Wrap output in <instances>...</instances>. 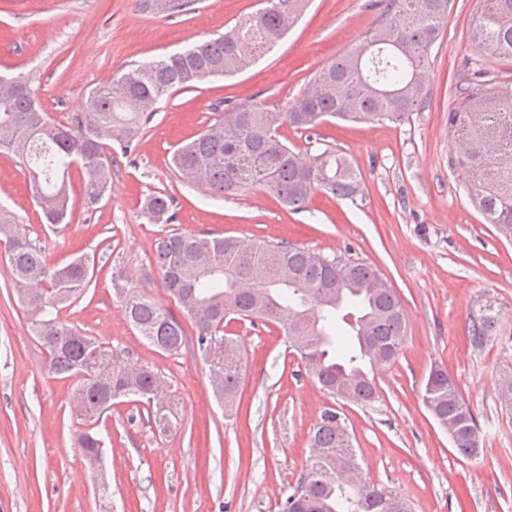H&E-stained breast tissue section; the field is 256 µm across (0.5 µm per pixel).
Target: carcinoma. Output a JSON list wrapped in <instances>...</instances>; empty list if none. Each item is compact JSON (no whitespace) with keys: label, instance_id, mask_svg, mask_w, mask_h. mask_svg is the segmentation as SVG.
Returning a JSON list of instances; mask_svg holds the SVG:
<instances>
[{"label":"carcinoma","instance_id":"obj_1","mask_svg":"<svg viewBox=\"0 0 512 512\" xmlns=\"http://www.w3.org/2000/svg\"><path fill=\"white\" fill-rule=\"evenodd\" d=\"M144 10H189L196 0H140ZM266 7L233 29L198 42L181 52L134 63L109 83L91 88L84 111L66 124L51 121L36 104L31 79L0 74V153L19 159L34 201L45 223H66L70 213L69 173L73 164L93 172L88 203L96 204L109 188L115 150L127 155L141 141L156 114L159 99L192 82L226 77L249 67L296 20L305 0H265ZM452 0H384L382 13L365 41L323 67L307 90L286 111L261 101L234 105L214 113L213 122L172 155L182 178L206 187L212 197L260 188L296 211L323 190L355 203L363 199L361 174L340 151L328 145L302 158L280 139L287 124L300 131L336 119L343 122L401 125L421 109L427 86L412 83L429 67V54L441 37ZM471 42L484 55L512 58V0H482ZM453 138L470 150L453 152L450 167L467 176V190L487 223L512 240V85L492 92L481 84L460 86L448 112ZM174 199L152 192L142 210L153 224H169ZM0 236L6 239L14 289L35 315L32 332L49 357L51 370L77 380L74 403L81 429L76 437L86 461L95 466L104 442L91 429L111 409L112 401L144 406L163 432L172 430L175 399L167 406L149 402L157 373L146 363L112 364L108 377L89 380L96 362L110 347L69 326L59 312L89 288L94 263L81 255L50 266L33 245L16 213L0 205ZM153 265L164 288L196 329L200 352L227 343L224 322L237 318L266 321L292 336L291 322H302L300 354L308 374L327 394L356 403L378 398L376 371L394 364L402 352L406 322L393 288L362 262H344L284 241L260 240L244 247L232 236L200 237L166 233L154 244ZM112 291L123 303L126 318L152 346L169 353L187 341L181 321L148 301L127 274L112 272ZM495 318H472L469 332L483 344ZM224 379L214 388L217 400L232 406L243 366L223 365ZM422 401L431 415L455 428L454 447L474 457L479 443L474 416L448 374L429 373ZM334 407L322 410L313 427L310 447L320 449L300 483L285 500L283 512H411L409 504L385 486L360 489L338 477L358 463L349 439L339 431Z\"/></svg>","mask_w":512,"mask_h":512}]
</instances>
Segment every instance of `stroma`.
Listing matches in <instances>:
<instances>
[{"instance_id":"1","label":"stroma","mask_w":512,"mask_h":512,"mask_svg":"<svg viewBox=\"0 0 512 512\" xmlns=\"http://www.w3.org/2000/svg\"><path fill=\"white\" fill-rule=\"evenodd\" d=\"M262 6L195 0L191 10L166 16L129 0H0V71L30 74L43 109L64 120L83 110L89 88L127 65L226 32ZM382 10V0H308L294 27L250 68L163 96L135 157H117L100 203L87 205L83 175L72 169L73 209L61 231L43 224L16 158L0 154V202L22 218L47 262L95 259L87 292L62 318L120 359L149 364L175 392L178 421L163 434L141 405H115L97 426L105 454L92 470L75 439L76 382L51 372L0 243V512H282L306 471L310 432L332 405L346 417L364 476L399 493L413 512H512V408L496 395L497 380L512 373V241L474 208L465 174L448 165V113L459 86L512 83V59L485 56L471 43L476 0H454L429 56L427 98L410 122L333 120L313 136L281 128L294 151L323 141L343 151L361 172L362 202L319 192L294 212L258 188L211 198L171 168L173 151L211 122L218 104L287 108L321 68L362 42ZM154 191L174 198L171 224L144 217L141 202ZM167 232L283 240L375 267L406 317L403 350L376 378L378 399L330 397L279 325L234 320L227 330L239 341L244 378L237 413L225 414L200 352L151 346L112 293L118 263L157 307L178 312L151 270L153 243ZM487 307L495 327L477 346L468 327ZM435 364L475 417L473 458L457 453L422 401ZM100 474L110 490L104 500L94 492Z\"/></svg>"}]
</instances>
